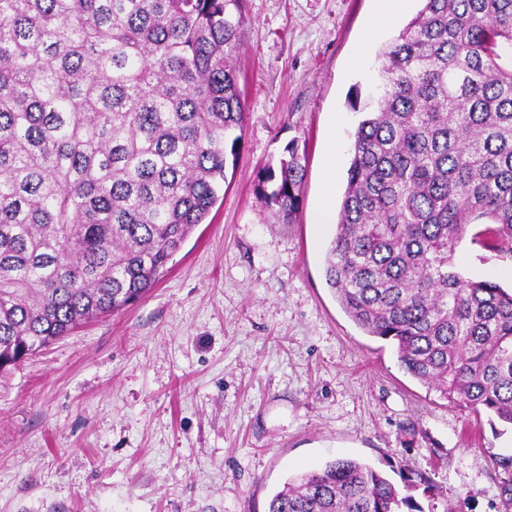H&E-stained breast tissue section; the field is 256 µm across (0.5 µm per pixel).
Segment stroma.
I'll return each mask as SVG.
<instances>
[{
    "instance_id": "stroma-1",
    "label": "stroma",
    "mask_w": 512,
    "mask_h": 512,
    "mask_svg": "<svg viewBox=\"0 0 512 512\" xmlns=\"http://www.w3.org/2000/svg\"><path fill=\"white\" fill-rule=\"evenodd\" d=\"M379 0H246L236 52L247 119L224 196L134 305L0 372V512H266L290 477L346 457L424 512H512V425L449 402L367 335L325 280L334 226L311 223L325 140L344 192L384 44L352 55ZM306 154L294 223L255 194L288 144ZM475 280L512 287V242L464 240Z\"/></svg>"
}]
</instances>
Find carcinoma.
<instances>
[{"label": "carcinoma", "instance_id": "cac0c4a2", "mask_svg": "<svg viewBox=\"0 0 512 512\" xmlns=\"http://www.w3.org/2000/svg\"><path fill=\"white\" fill-rule=\"evenodd\" d=\"M378 54L325 279L418 381L512 425V293L456 255L512 239V0H422ZM246 0H0V371L140 299L224 190ZM256 194L289 224L298 146ZM268 512H423L337 458Z\"/></svg>", "mask_w": 512, "mask_h": 512}]
</instances>
